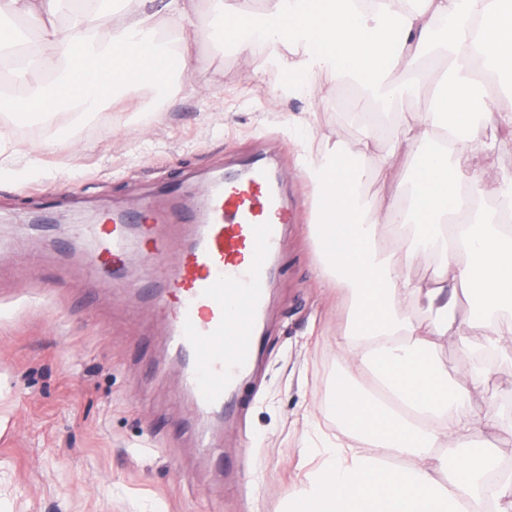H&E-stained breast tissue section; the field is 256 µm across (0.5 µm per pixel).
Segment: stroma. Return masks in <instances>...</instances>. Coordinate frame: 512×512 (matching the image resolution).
<instances>
[{
  "instance_id": "stroma-1",
  "label": "stroma",
  "mask_w": 512,
  "mask_h": 512,
  "mask_svg": "<svg viewBox=\"0 0 512 512\" xmlns=\"http://www.w3.org/2000/svg\"><path fill=\"white\" fill-rule=\"evenodd\" d=\"M190 52L161 110L149 88L125 90L102 112L67 126L70 143L47 155L45 175L0 180V512H288L304 476L312 427L342 429L331 409L340 368L336 339L348 305L318 273L311 188L298 171L288 125L308 101L286 95L277 68L256 78L236 44L218 46L205 17L184 34ZM309 145L356 150L371 127L348 108L353 86L329 71ZM487 167L458 163L487 189L512 174V133L486 128ZM283 174L295 208L273 290L258 377L243 387L237 430L219 447L226 485L193 445L190 403L142 300L141 253L110 287L85 267L87 229L105 213L172 208L173 188L242 169L253 160ZM57 295L40 287L49 270ZM512 393V365L493 367L474 400L498 416Z\"/></svg>"
}]
</instances>
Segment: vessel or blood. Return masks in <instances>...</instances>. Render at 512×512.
Returning a JSON list of instances; mask_svg holds the SVG:
<instances>
[{"instance_id": "b4317fda", "label": "vessel or blood", "mask_w": 512, "mask_h": 512, "mask_svg": "<svg viewBox=\"0 0 512 512\" xmlns=\"http://www.w3.org/2000/svg\"><path fill=\"white\" fill-rule=\"evenodd\" d=\"M189 233L172 248L168 225ZM292 215L271 171L215 177L165 213L146 204L136 220L113 214L89 234L93 278L116 282L133 247L158 263L148 298L163 313L169 351L195 415L196 446L210 451L230 418L239 382L254 368L273 276Z\"/></svg>"}]
</instances>
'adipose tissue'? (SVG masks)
I'll return each mask as SVG.
<instances>
[{
  "mask_svg": "<svg viewBox=\"0 0 512 512\" xmlns=\"http://www.w3.org/2000/svg\"><path fill=\"white\" fill-rule=\"evenodd\" d=\"M88 0H0V47L17 37L15 21L29 29L33 56L14 74L20 98H0L14 121L30 115L51 122L66 113L79 120L101 111L108 92L152 85L165 93L169 50L155 39L152 0H141L123 23L102 33L90 25ZM391 0L364 9L359 0H263L257 29L236 32L246 62L273 64L297 82L290 93L318 101L324 70L359 87L354 110L375 112L396 97L420 90L431 52L446 55L438 72L434 108L426 117L397 113L372 134L399 133L415 152L418 181L409 198L390 191L380 208L360 204V165L371 150L355 154L335 147L303 151L300 163L315 196L319 267L352 300L350 324L336 340L345 373L336 382L334 411L345 437L317 434L308 456L317 465L289 488L293 512H512V471L499 469L491 448L469 443L488 427L512 440V418L483 421L470 413L482 369L452 376L434 349L456 331L482 337L483 347L512 360V229L495 221L512 215V175L498 181L497 210L486 212L485 191L452 161L466 144L475 164L489 149L478 147L486 127L512 131V109L488 105L491 78L512 80V0ZM294 27L280 33L282 20ZM403 80L393 84L392 71ZM468 221L448 223L456 208ZM390 224L407 227L395 253L378 240ZM418 251L437 259L436 278L421 283L405 273L406 256ZM467 262L448 273L449 257ZM469 297L461 311L460 296ZM424 314L412 319L407 303ZM367 439L368 449L353 447Z\"/></svg>",
  "mask_w": 512,
  "mask_h": 512,
  "instance_id": "obj_1",
  "label": "adipose tissue"
}]
</instances>
